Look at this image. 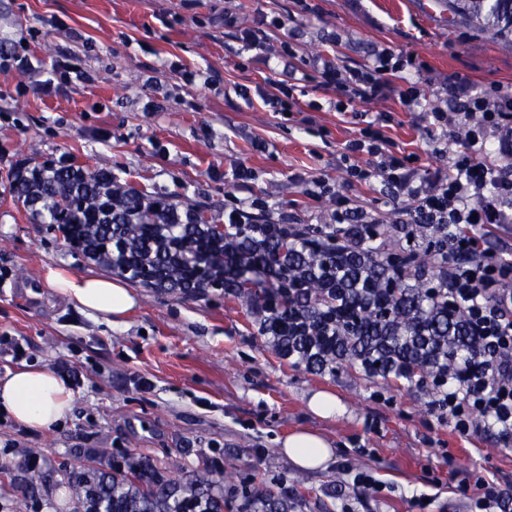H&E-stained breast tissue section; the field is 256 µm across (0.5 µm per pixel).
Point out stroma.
Wrapping results in <instances>:
<instances>
[{
  "label": "stroma",
  "mask_w": 512,
  "mask_h": 512,
  "mask_svg": "<svg viewBox=\"0 0 512 512\" xmlns=\"http://www.w3.org/2000/svg\"><path fill=\"white\" fill-rule=\"evenodd\" d=\"M287 18L288 28L270 20ZM262 32L269 63L242 50L241 28ZM291 41L294 56L281 55ZM403 50L427 63L407 70L426 94L441 92L447 77L512 88V42L454 15L448 0H0V335L19 338L23 359L0 352V374L23 363L57 369L80 361V382L64 423L47 431L0 416V512H56L70 500L67 479L113 459L177 461L205 466L208 449L224 450L225 470L254 476L258 485L292 489L296 512H338L341 487L335 463L306 472L279 451L299 428L327 438L334 452L359 446L360 457L389 488L371 512H408V498L431 492L432 479L454 486L476 470L512 483V452L488 437L464 439L438 423L416 387L338 369L315 374L280 358L257 330L246 302L209 295L181 298L137 288L139 306L123 323L84 316L46 284L44 270L64 265L78 274L102 269L70 248L61 235L28 217L14 200L24 169L61 159L112 170L131 186L174 197L224 221V176L239 164L256 171L254 190L304 224L325 221L328 205L309 200L296 173L341 180L336 156L353 133L348 117L329 106L333 90L300 81L314 100L307 130L269 111L247 87L272 91L284 68L305 72L308 58L325 55L339 66L371 64L381 49ZM32 63L45 92L18 95L26 76L16 57ZM75 58L80 78L59 65ZM214 74L217 82L192 87L162 76L165 61ZM398 122L389 137L422 154L426 133L418 112L396 99L372 103ZM265 151L252 147L254 140ZM150 378L155 389L136 391ZM327 391L346 411L323 419L308 407ZM382 391L389 403L375 402ZM264 449L254 458L252 449ZM40 452L43 464L17 469L21 456Z\"/></svg>",
  "instance_id": "obj_1"
}]
</instances>
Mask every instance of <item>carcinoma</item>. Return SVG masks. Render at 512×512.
<instances>
[{
    "label": "carcinoma",
    "instance_id": "cac0c4a2",
    "mask_svg": "<svg viewBox=\"0 0 512 512\" xmlns=\"http://www.w3.org/2000/svg\"><path fill=\"white\" fill-rule=\"evenodd\" d=\"M452 8L512 35V0H452ZM16 201L73 249L142 288L197 297L208 290L245 297L279 356L315 373L346 368L414 384L448 366V305L436 301L435 240L420 261L383 257L363 264L336 253L313 227L212 224L174 198L140 192L112 171L46 165L17 176ZM422 272L407 283L401 267ZM236 512H289L284 495L253 491V479L175 462L139 461L71 482L76 512H224V485Z\"/></svg>",
    "mask_w": 512,
    "mask_h": 512
}]
</instances>
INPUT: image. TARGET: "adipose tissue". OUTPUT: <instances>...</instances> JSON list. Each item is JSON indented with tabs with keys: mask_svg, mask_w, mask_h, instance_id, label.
I'll use <instances>...</instances> for the list:
<instances>
[{
	"mask_svg": "<svg viewBox=\"0 0 512 512\" xmlns=\"http://www.w3.org/2000/svg\"><path fill=\"white\" fill-rule=\"evenodd\" d=\"M45 281L65 300L92 320L122 323L135 307L134 292L120 279L83 275L61 267H50ZM74 393L66 379L49 368L23 366L0 377V410L23 426L48 430L69 416ZM281 452L304 470H321L333 456L328 441L318 433L301 429L288 435Z\"/></svg>",
	"mask_w": 512,
	"mask_h": 512,
	"instance_id": "obj_1",
	"label": "adipose tissue"
}]
</instances>
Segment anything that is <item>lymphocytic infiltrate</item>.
<instances>
[{"mask_svg": "<svg viewBox=\"0 0 512 512\" xmlns=\"http://www.w3.org/2000/svg\"><path fill=\"white\" fill-rule=\"evenodd\" d=\"M324 86L334 88L337 107L375 103L398 97L404 107L422 106L421 121L428 152L439 165L422 168L419 160L395 144L386 131L393 112L357 113V127L341 148L338 166L343 182L295 174L307 198L330 204L328 224L336 230L337 248L363 252L366 258L386 253L410 257L422 237L441 240L436 255L437 282L455 312V352L448 372L434 378L428 407L438 423L464 438L492 436L498 447L512 449V242L501 238L512 230V89L477 86L470 80L450 84L454 110L423 107L424 93L407 80V68L424 69L422 61L389 50L372 64L341 68L320 58L311 62ZM455 137H445L448 125ZM251 168L232 173L224 196L228 224L288 225L294 215L274 213L265 197L255 194ZM364 186L379 191L372 209L348 192ZM391 221H384V214ZM497 247H489V238ZM455 493L465 512H512V485L471 472Z\"/></svg>", "mask_w": 512, "mask_h": 512, "instance_id": "obj_1", "label": "lymphocytic infiltrate"}]
</instances>
